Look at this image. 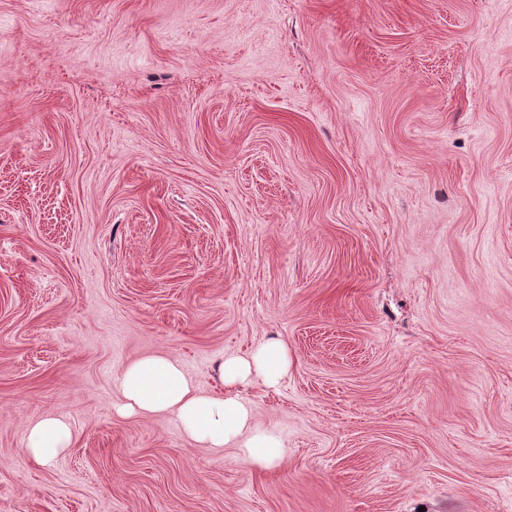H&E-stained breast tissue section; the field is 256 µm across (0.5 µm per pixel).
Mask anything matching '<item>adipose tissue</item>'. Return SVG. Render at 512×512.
<instances>
[{"label":"adipose tissue","mask_w":512,"mask_h":512,"mask_svg":"<svg viewBox=\"0 0 512 512\" xmlns=\"http://www.w3.org/2000/svg\"><path fill=\"white\" fill-rule=\"evenodd\" d=\"M288 371V349L283 342L266 341L251 356L230 355L219 365L223 394L200 390L170 355H148L128 363L115 380L116 410L128 415H166L175 420L186 438L203 448L236 449L244 462L271 469L285 450L270 435L251 432V409L238 389L252 381L276 386ZM72 442L65 415L45 412L29 425L25 454L41 465L51 464Z\"/></svg>","instance_id":"ef3b65f1"}]
</instances>
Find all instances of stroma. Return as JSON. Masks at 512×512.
Segmentation results:
<instances>
[{
  "label": "stroma",
  "mask_w": 512,
  "mask_h": 512,
  "mask_svg": "<svg viewBox=\"0 0 512 512\" xmlns=\"http://www.w3.org/2000/svg\"><path fill=\"white\" fill-rule=\"evenodd\" d=\"M270 339L274 470L112 409ZM0 512H512V0H0ZM72 428L65 415L44 412L29 425L25 454L40 465H49L57 459L72 442Z\"/></svg>",
  "instance_id": "1"
}]
</instances>
